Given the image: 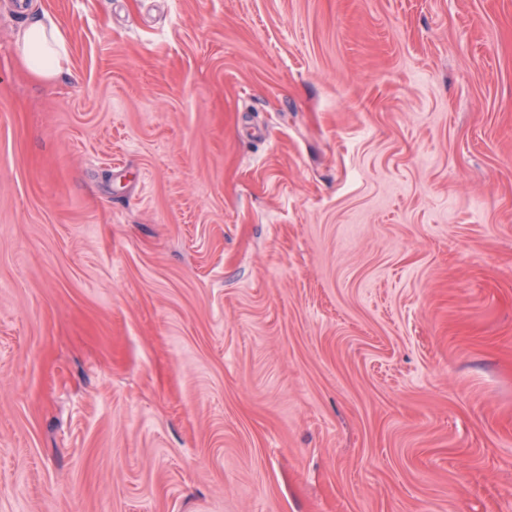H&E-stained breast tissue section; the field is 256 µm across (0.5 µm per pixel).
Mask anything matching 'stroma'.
<instances>
[{
	"mask_svg": "<svg viewBox=\"0 0 512 512\" xmlns=\"http://www.w3.org/2000/svg\"><path fill=\"white\" fill-rule=\"evenodd\" d=\"M0 512H512V0H0ZM27 13L18 33L23 65L39 78L54 79L61 76L66 58L63 38L53 26L47 25L46 14Z\"/></svg>",
	"mask_w": 512,
	"mask_h": 512,
	"instance_id": "obj_1",
	"label": "stroma"
}]
</instances>
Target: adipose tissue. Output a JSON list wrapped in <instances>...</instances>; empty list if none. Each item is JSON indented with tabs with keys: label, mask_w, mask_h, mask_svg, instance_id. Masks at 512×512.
<instances>
[{
	"label": "adipose tissue",
	"mask_w": 512,
	"mask_h": 512,
	"mask_svg": "<svg viewBox=\"0 0 512 512\" xmlns=\"http://www.w3.org/2000/svg\"><path fill=\"white\" fill-rule=\"evenodd\" d=\"M46 14L28 13L18 33L21 61L33 75L43 79L61 76L65 70L63 38L46 23Z\"/></svg>",
	"instance_id": "obj_1"
}]
</instances>
